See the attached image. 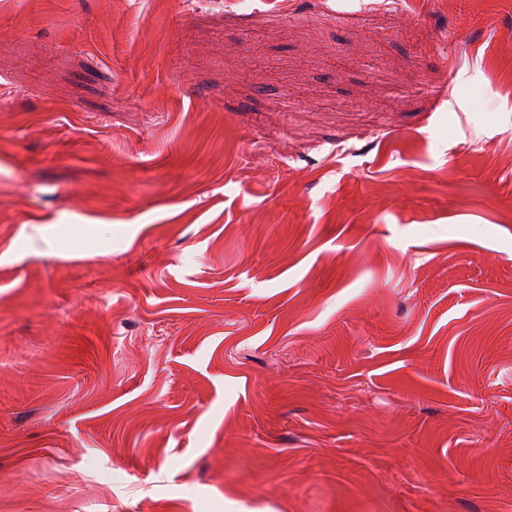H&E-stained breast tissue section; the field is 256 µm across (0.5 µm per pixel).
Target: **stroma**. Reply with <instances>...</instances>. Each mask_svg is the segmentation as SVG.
Here are the masks:
<instances>
[{
    "label": "stroma",
    "mask_w": 512,
    "mask_h": 512,
    "mask_svg": "<svg viewBox=\"0 0 512 512\" xmlns=\"http://www.w3.org/2000/svg\"><path fill=\"white\" fill-rule=\"evenodd\" d=\"M0 512H512V0H0Z\"/></svg>",
    "instance_id": "1"
}]
</instances>
